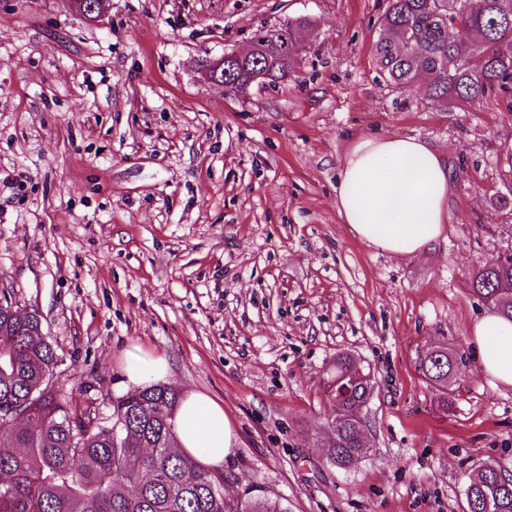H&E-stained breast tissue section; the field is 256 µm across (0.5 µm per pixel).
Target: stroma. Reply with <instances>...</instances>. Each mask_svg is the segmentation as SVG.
Listing matches in <instances>:
<instances>
[{"label":"stroma","mask_w":512,"mask_h":512,"mask_svg":"<svg viewBox=\"0 0 512 512\" xmlns=\"http://www.w3.org/2000/svg\"><path fill=\"white\" fill-rule=\"evenodd\" d=\"M386 0H0V297L37 312L84 406L133 390L126 368L220 402L239 444L224 475L289 512H464L479 466L512 471V388L477 364L489 308L469 280L512 249V105L400 93L373 49ZM308 16L288 80L241 96L200 62ZM417 137L448 161L450 220L425 252L368 247L336 211L361 136ZM467 363L440 399L420 358ZM370 367L367 457L328 459L323 380Z\"/></svg>","instance_id":"1"}]
</instances>
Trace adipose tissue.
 Returning <instances> with one entry per match:
<instances>
[{
	"instance_id": "ef3b65f1",
	"label": "adipose tissue",
	"mask_w": 512,
	"mask_h": 512,
	"mask_svg": "<svg viewBox=\"0 0 512 512\" xmlns=\"http://www.w3.org/2000/svg\"><path fill=\"white\" fill-rule=\"evenodd\" d=\"M450 188L446 158L428 142L362 137L341 161L336 209L355 237L399 257L426 250L442 236ZM472 336L480 369L512 387V321L486 314ZM170 423L179 450L216 472L238 444L223 405L202 392L185 393Z\"/></svg>"
}]
</instances>
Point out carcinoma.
Here are the masks:
<instances>
[{"instance_id":"1","label":"carcinoma","mask_w":512,"mask_h":512,"mask_svg":"<svg viewBox=\"0 0 512 512\" xmlns=\"http://www.w3.org/2000/svg\"><path fill=\"white\" fill-rule=\"evenodd\" d=\"M450 18L462 37H448ZM380 23L385 34L374 59L396 89L409 91L426 78L436 102L512 97V0H388ZM280 32L288 34L286 54L278 46ZM313 32L305 15L260 29L255 51L224 65L226 91L246 93L257 72L268 84L286 80ZM510 286L512 255L479 266L470 280L473 296L512 320V299L500 294ZM16 310L12 300L0 301V440L21 449H0V512H288L280 498L265 493L225 499L216 473L176 451L169 422L180 401L175 389L145 385L114 400L107 417L75 405L53 384L59 359L40 316L33 312L21 321ZM459 360L465 357L434 350L421 371L443 390ZM353 361L337 355L327 380L346 390L341 406L356 416L373 386L366 370L357 381L347 376ZM331 432V463L345 467L362 455L355 423L335 422ZM467 488L468 512H512V483L495 466H480Z\"/></svg>"}]
</instances>
